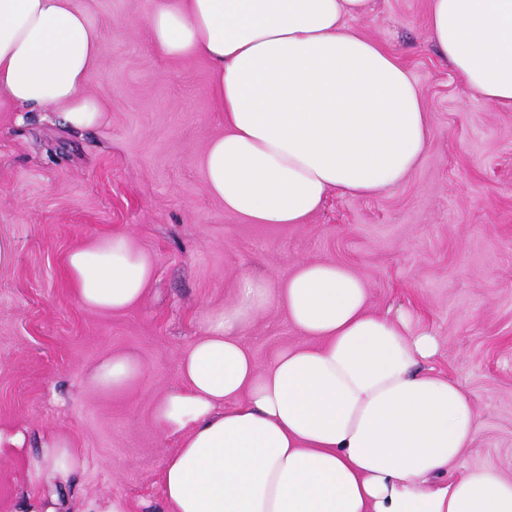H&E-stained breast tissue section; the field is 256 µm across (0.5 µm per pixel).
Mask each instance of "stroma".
I'll list each match as a JSON object with an SVG mask.
<instances>
[{
  "label": "stroma",
  "mask_w": 512,
  "mask_h": 512,
  "mask_svg": "<svg viewBox=\"0 0 512 512\" xmlns=\"http://www.w3.org/2000/svg\"><path fill=\"white\" fill-rule=\"evenodd\" d=\"M101 37L85 91L105 118L61 127L53 112L0 103V423L27 428L34 453L67 439L79 464L61 486L67 512H165L161 470L178 449L153 423L178 382L204 314L237 276L278 283L302 260L354 270L371 308L410 311L439 341L431 366L473 398L468 466L512 479V109L473 95L429 41L428 0H369L354 28L396 54L423 98L432 139L418 169L375 196L331 193L302 225L248 224L204 186L200 157L224 131L212 68L159 53L145 22L156 0H78ZM112 233L150 253L154 281L122 313L76 301L68 252ZM245 341L258 364L305 338L279 311ZM123 352L136 386L91 391L102 356ZM48 477L0 465V512H44Z\"/></svg>",
  "instance_id": "obj_1"
}]
</instances>
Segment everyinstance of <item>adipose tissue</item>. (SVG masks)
<instances>
[{
    "instance_id": "1",
    "label": "adipose tissue",
    "mask_w": 512,
    "mask_h": 512,
    "mask_svg": "<svg viewBox=\"0 0 512 512\" xmlns=\"http://www.w3.org/2000/svg\"><path fill=\"white\" fill-rule=\"evenodd\" d=\"M368 3L158 0L156 49L214 69L224 133L200 162L226 214L299 225L332 192L378 195L417 169L429 117L397 57L349 26ZM428 30L475 96L512 108V0H430ZM101 52L76 0H0V101L98 125L103 107L84 86ZM65 266L96 313L137 306L154 274L124 234L75 247ZM269 309L307 341L262 367L245 335ZM438 349L410 313L372 312L347 266L304 261L274 285L242 273L154 407L158 429L180 438L162 467L167 512H512V480L463 464L478 414L458 383L426 370ZM142 374L112 353L87 384L119 392Z\"/></svg>"
}]
</instances>
